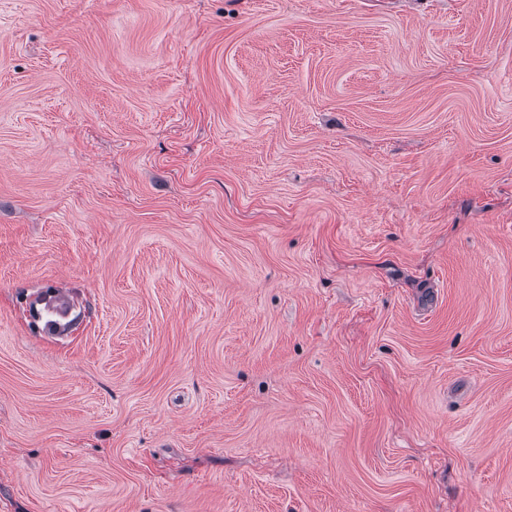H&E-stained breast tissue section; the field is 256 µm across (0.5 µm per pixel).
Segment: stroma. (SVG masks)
I'll return each mask as SVG.
<instances>
[{
  "mask_svg": "<svg viewBox=\"0 0 512 512\" xmlns=\"http://www.w3.org/2000/svg\"><path fill=\"white\" fill-rule=\"evenodd\" d=\"M0 512H512V0H0Z\"/></svg>",
  "mask_w": 512,
  "mask_h": 512,
  "instance_id": "obj_1",
  "label": "stroma"
}]
</instances>
